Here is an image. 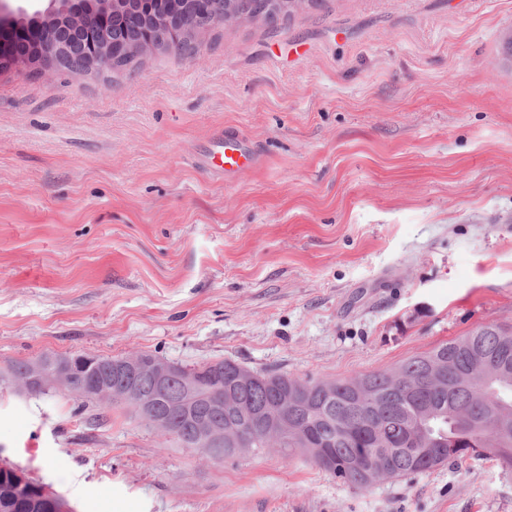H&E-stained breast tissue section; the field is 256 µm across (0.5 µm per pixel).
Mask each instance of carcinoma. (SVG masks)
I'll return each instance as SVG.
<instances>
[{
	"mask_svg": "<svg viewBox=\"0 0 512 512\" xmlns=\"http://www.w3.org/2000/svg\"><path fill=\"white\" fill-rule=\"evenodd\" d=\"M61 44V68L78 70L77 39L65 36ZM41 359L40 375L31 360L11 363V379L31 381L39 394L54 388L48 377L55 355ZM113 361L97 357L77 366L62 392L73 396L90 381L121 389ZM202 370L220 374L221 383L198 378L190 388L182 378L158 394L142 374L137 390L145 409L134 413L208 460L203 448L216 435L226 457L300 454L362 490L466 457H491L512 468V327L482 325L392 369L340 379L254 371L229 359L185 373ZM10 470L0 469V512H30L13 493Z\"/></svg>",
	"mask_w": 512,
	"mask_h": 512,
	"instance_id": "carcinoma-1",
	"label": "carcinoma"
}]
</instances>
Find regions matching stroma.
Returning a JSON list of instances; mask_svg holds the SVG:
<instances>
[{
    "label": "stroma",
    "mask_w": 512,
    "mask_h": 512,
    "mask_svg": "<svg viewBox=\"0 0 512 512\" xmlns=\"http://www.w3.org/2000/svg\"><path fill=\"white\" fill-rule=\"evenodd\" d=\"M512 0H309L124 68H0V466L72 512H512L465 459L360 490L209 461L11 362L143 351L302 379L512 326ZM260 157L227 178L218 137Z\"/></svg>",
    "instance_id": "1"
}]
</instances>
